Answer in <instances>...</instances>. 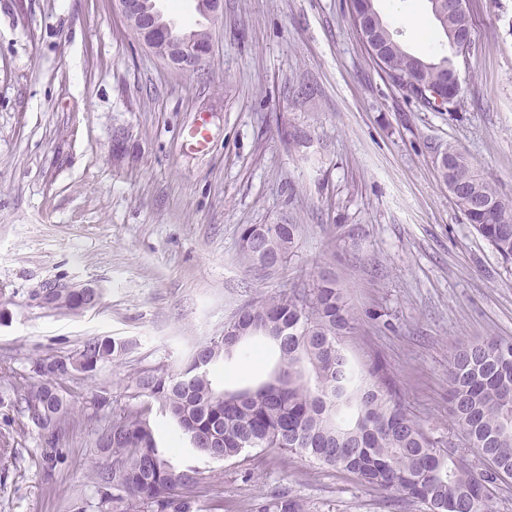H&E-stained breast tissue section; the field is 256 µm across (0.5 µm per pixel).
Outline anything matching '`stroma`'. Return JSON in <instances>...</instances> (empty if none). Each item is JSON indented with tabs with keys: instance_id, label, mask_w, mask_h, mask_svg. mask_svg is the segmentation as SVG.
<instances>
[{
	"instance_id": "1",
	"label": "stroma",
	"mask_w": 512,
	"mask_h": 512,
	"mask_svg": "<svg viewBox=\"0 0 512 512\" xmlns=\"http://www.w3.org/2000/svg\"><path fill=\"white\" fill-rule=\"evenodd\" d=\"M212 51L176 69L144 47L116 0H0V512H76L95 443L128 404L132 376L177 367L250 302L335 276L356 315L346 345L380 362L435 434L448 416L460 344L512 339V263L455 206L436 168L453 147L512 198V0H468L476 46L455 111L406 100L356 33L350 0H223ZM410 51L442 53L425 0H375ZM205 119L211 146L189 148ZM302 130L299 145L290 132ZM249 224H295L288 260L250 267ZM99 289L78 313L33 300L50 282ZM92 336L133 348L63 387L75 407L65 461L47 470L41 433L13 386L32 360ZM262 336L218 365L232 391L267 379ZM106 391L109 405L86 408ZM201 505L247 512L278 487L313 512H389L386 492L274 449L223 462L190 447Z\"/></svg>"
}]
</instances>
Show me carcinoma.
Returning a JSON list of instances; mask_svg holds the SVG:
<instances>
[{
  "label": "carcinoma",
  "instance_id": "carcinoma-1",
  "mask_svg": "<svg viewBox=\"0 0 512 512\" xmlns=\"http://www.w3.org/2000/svg\"><path fill=\"white\" fill-rule=\"evenodd\" d=\"M448 51L438 56L408 51L377 11L363 0L373 20L374 55L407 98L435 108L445 75L457 58L451 34L469 35V13L448 15V0H426ZM455 204L505 262H512V200L474 168L453 156ZM490 200L472 207L473 196ZM299 225L250 224L241 253L253 260L250 243L267 241V257L280 264L295 247ZM53 308L72 312L98 305L100 296L40 289ZM355 314L335 280L321 278L309 292L255 301L224 325V335L201 343L176 371L143 370L131 378L132 398L144 402L112 415L108 436L96 444L110 458L93 470L91 495L78 512H204L190 489L198 471L177 467L159 448L151 402L159 404L195 451L231 461L255 448L300 455L318 465L352 474L367 487L388 491L394 512L421 505L423 512H494L497 485L512 478V340L488 336L456 349L448 363V412L461 443L436 436L412 415L379 368L356 367L343 344ZM271 340L279 351L275 376L255 387L228 393L215 386L211 368L250 336ZM127 341L93 336L72 356L33 361L37 379L17 391L23 411L41 421L42 457L49 468L63 460L61 441L73 407L61 381L75 373L93 375L124 356ZM250 512H311L303 498L279 491Z\"/></svg>",
  "mask_w": 512,
  "mask_h": 512
}]
</instances>
